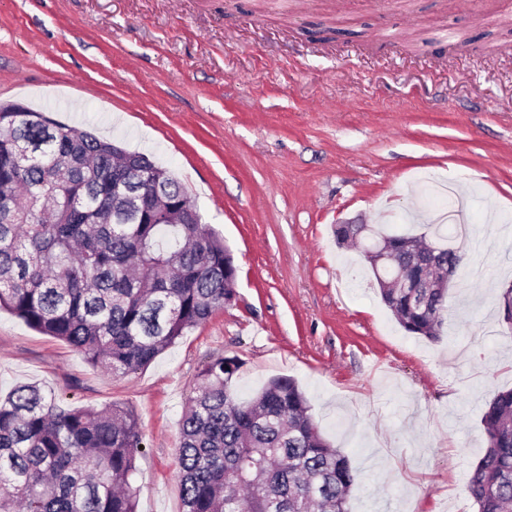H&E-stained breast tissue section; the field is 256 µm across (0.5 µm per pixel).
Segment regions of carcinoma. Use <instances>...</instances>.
Segmentation results:
<instances>
[{
  "instance_id": "carcinoma-1",
  "label": "carcinoma",
  "mask_w": 512,
  "mask_h": 512,
  "mask_svg": "<svg viewBox=\"0 0 512 512\" xmlns=\"http://www.w3.org/2000/svg\"><path fill=\"white\" fill-rule=\"evenodd\" d=\"M187 197L166 168L139 152L0 104V308L127 375L149 365L224 308L237 267L219 236L176 210L154 224H127L133 201L112 186ZM343 246L360 238L384 304L406 331L438 341L449 289L420 288L454 271L463 253L424 235L336 225ZM417 284L394 288L397 280ZM234 357L208 361L180 422L184 512H349L358 473L310 413L290 377L239 399ZM482 423L487 446L466 489L478 512H512V388L498 392ZM138 418L117 405L61 406L36 384L0 399V512H137Z\"/></svg>"
}]
</instances>
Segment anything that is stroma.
<instances>
[{
	"label": "stroma",
	"mask_w": 512,
	"mask_h": 512,
	"mask_svg": "<svg viewBox=\"0 0 512 512\" xmlns=\"http://www.w3.org/2000/svg\"><path fill=\"white\" fill-rule=\"evenodd\" d=\"M0 101L170 169L237 267L235 298L149 366L92 367L0 310L21 382L138 419V512H181L179 420L203 365L294 378L361 480L350 512H476L482 416L512 388V0H0ZM467 196L436 342L406 332L336 223L412 229Z\"/></svg>",
	"instance_id": "obj_1"
}]
</instances>
